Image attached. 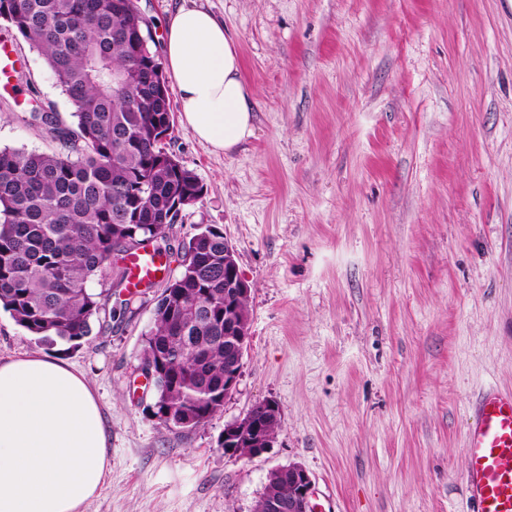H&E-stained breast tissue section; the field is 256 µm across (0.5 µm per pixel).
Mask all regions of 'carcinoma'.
Listing matches in <instances>:
<instances>
[{
    "instance_id": "carcinoma-1",
    "label": "carcinoma",
    "mask_w": 512,
    "mask_h": 512,
    "mask_svg": "<svg viewBox=\"0 0 512 512\" xmlns=\"http://www.w3.org/2000/svg\"><path fill=\"white\" fill-rule=\"evenodd\" d=\"M0 21L43 58L75 118L32 113L59 150L0 149V307L38 340L76 347L137 298L112 308V289L89 283L166 240L176 202L204 187L159 139L170 98L158 90L160 58L140 48L132 0H0ZM177 257L137 370L162 371L155 416L185 435L223 410L237 348L224 337V232L198 227Z\"/></svg>"
}]
</instances>
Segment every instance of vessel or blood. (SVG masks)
<instances>
[{"label": "vessel or blood", "instance_id": "1", "mask_svg": "<svg viewBox=\"0 0 512 512\" xmlns=\"http://www.w3.org/2000/svg\"><path fill=\"white\" fill-rule=\"evenodd\" d=\"M17 60L13 47L0 42V93L12 91ZM127 287L140 293L157 282L165 260L150 250L125 257ZM471 512H512V394L488 390L475 403L465 448Z\"/></svg>", "mask_w": 512, "mask_h": 512}]
</instances>
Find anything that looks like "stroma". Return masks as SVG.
Returning a JSON list of instances; mask_svg holds the SVG:
<instances>
[{"label": "stroma", "mask_w": 512, "mask_h": 512, "mask_svg": "<svg viewBox=\"0 0 512 512\" xmlns=\"http://www.w3.org/2000/svg\"><path fill=\"white\" fill-rule=\"evenodd\" d=\"M234 39L254 133L215 152L182 119L168 146L204 186L167 240L222 230L248 281L249 345L222 413L186 435L137 371L163 284L79 347L0 308V360L57 356L89 380L108 485L81 512H253L301 464L317 512H470V405L512 393V0H194ZM0 96V149L55 150L72 123L42 57ZM276 401L268 452L225 454L227 423Z\"/></svg>", "instance_id": "1"}]
</instances>
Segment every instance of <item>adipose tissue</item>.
I'll use <instances>...</instances> for the list:
<instances>
[{
  "mask_svg": "<svg viewBox=\"0 0 512 512\" xmlns=\"http://www.w3.org/2000/svg\"><path fill=\"white\" fill-rule=\"evenodd\" d=\"M163 59L198 139L227 153L252 136L241 58L210 11L183 5L168 16ZM108 446L84 375L48 356L0 362V512H80L106 482Z\"/></svg>",
  "mask_w": 512,
  "mask_h": 512,
  "instance_id": "adipose-tissue-1",
  "label": "adipose tissue"
}]
</instances>
